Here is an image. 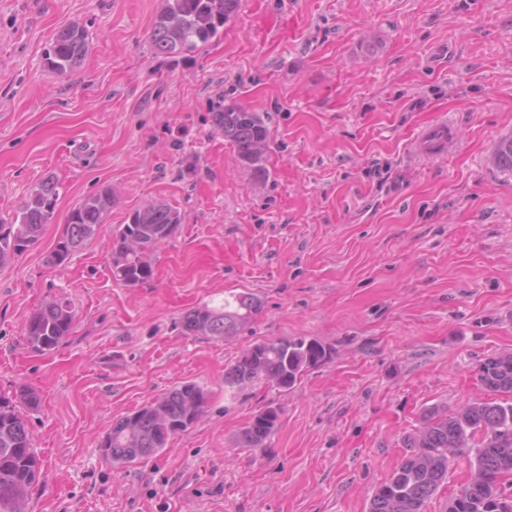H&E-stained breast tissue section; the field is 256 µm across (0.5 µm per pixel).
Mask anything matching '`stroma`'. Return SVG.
Returning a JSON list of instances; mask_svg holds the SVG:
<instances>
[{
  "mask_svg": "<svg viewBox=\"0 0 512 512\" xmlns=\"http://www.w3.org/2000/svg\"><path fill=\"white\" fill-rule=\"evenodd\" d=\"M162 0H0V215L44 179L60 198L40 240L0 266V392L23 409L45 480L26 512H367L423 412L481 396L485 359L512 353V175L492 166L512 133V0H241L221 36L154 54ZM88 50L67 75L44 49L71 22ZM236 102L269 128L255 179L215 132ZM452 120L446 157L415 135ZM111 188L98 236L48 256L84 197ZM152 202L182 221L127 287L112 230ZM248 292L238 336L185 335L187 310ZM69 299L54 351L26 343L30 315ZM305 336L330 362L281 392L224 385L254 343ZM208 395L165 451L114 468L113 421L173 387ZM280 407L267 448L237 445Z\"/></svg>",
  "mask_w": 512,
  "mask_h": 512,
  "instance_id": "stroma-1",
  "label": "stroma"
}]
</instances>
